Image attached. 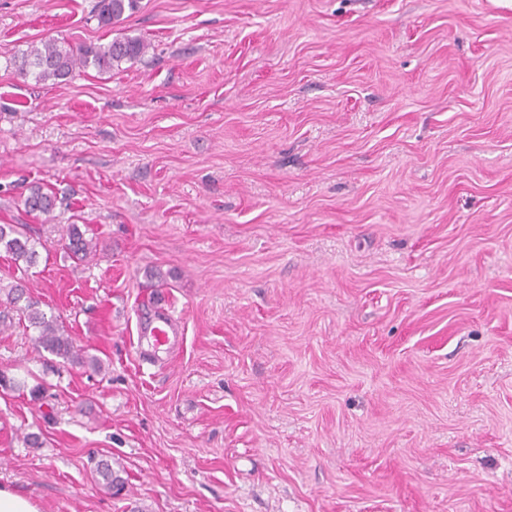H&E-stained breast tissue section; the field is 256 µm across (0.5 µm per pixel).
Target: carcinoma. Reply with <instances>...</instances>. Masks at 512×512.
<instances>
[{"mask_svg": "<svg viewBox=\"0 0 512 512\" xmlns=\"http://www.w3.org/2000/svg\"><path fill=\"white\" fill-rule=\"evenodd\" d=\"M139 0H96L93 17L102 27H110L123 20L127 11H134ZM148 49L140 38L115 37L106 43H79L72 45L56 38H48L29 46L13 56L14 65L22 76L31 75L38 82H52L55 85L69 81L77 72L93 68L107 72L123 61H131L145 55ZM31 212L49 214L55 207V198L45 187L33 183L28 187L24 200ZM61 245L78 260L86 259L93 252L92 240L84 237L77 225L70 224L60 238ZM37 241L33 239L23 224H0V250L13 260L15 265L36 264ZM0 320L10 312L16 313L18 322L37 331L34 338L37 347L50 351L71 362L86 364L99 371L102 364L99 358L82 354L73 344L70 336L59 325L57 318L47 316L39 302L26 296L25 285L17 282L5 286L0 283ZM104 486L111 490L123 485L115 475L112 463L100 461L96 468Z\"/></svg>", "mask_w": 512, "mask_h": 512, "instance_id": "cac0c4a2", "label": "carcinoma"}]
</instances>
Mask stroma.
<instances>
[{
	"mask_svg": "<svg viewBox=\"0 0 512 512\" xmlns=\"http://www.w3.org/2000/svg\"><path fill=\"white\" fill-rule=\"evenodd\" d=\"M95 2L0 0V224L39 241L0 281L103 363L0 324V484L40 512H512V0H140L109 28ZM124 35L148 52L62 85L9 63ZM159 298L182 338L147 356ZM24 204L30 212L49 214L55 207V198L43 185L33 183L28 187V194ZM60 241L63 249L78 260L86 259L93 252L92 238H85L75 224L68 225L66 233L62 234Z\"/></svg>",
	"mask_w": 512,
	"mask_h": 512,
	"instance_id": "obj_1",
	"label": "stroma"
}]
</instances>
